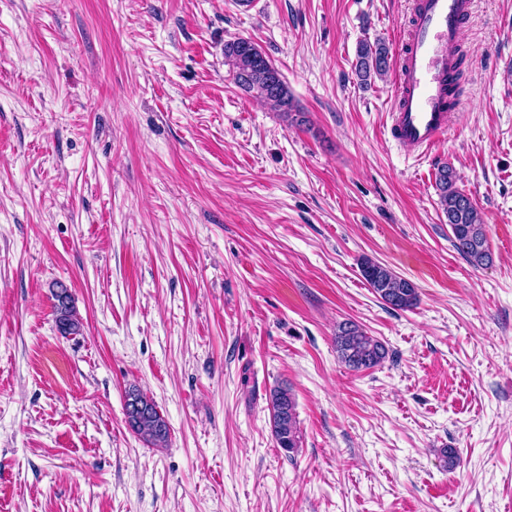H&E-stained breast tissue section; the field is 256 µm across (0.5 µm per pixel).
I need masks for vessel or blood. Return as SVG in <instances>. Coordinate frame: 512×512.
I'll list each match as a JSON object with an SVG mask.
<instances>
[{
    "instance_id": "b4317fda",
    "label": "vessel or blood",
    "mask_w": 512,
    "mask_h": 512,
    "mask_svg": "<svg viewBox=\"0 0 512 512\" xmlns=\"http://www.w3.org/2000/svg\"><path fill=\"white\" fill-rule=\"evenodd\" d=\"M472 0H417L408 40L396 54L390 135L423 155L447 134L458 110L449 90Z\"/></svg>"
}]
</instances>
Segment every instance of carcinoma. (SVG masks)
Segmentation results:
<instances>
[{
  "instance_id": "1",
  "label": "carcinoma",
  "mask_w": 512,
  "mask_h": 512,
  "mask_svg": "<svg viewBox=\"0 0 512 512\" xmlns=\"http://www.w3.org/2000/svg\"><path fill=\"white\" fill-rule=\"evenodd\" d=\"M224 59L232 67L234 83L241 90L260 98L288 124L300 126L307 123L305 113L294 103L284 76L255 42L239 37L224 43ZM390 71V50L384 42L363 40L358 44L355 74L361 85L370 84L374 78L382 79ZM436 187L440 205L448 219L454 249L474 266L489 264L492 257L485 224L475 203L457 186L452 168L443 165L437 169ZM360 272L372 291L389 307L398 310L417 307V288L387 266L365 257L360 262ZM53 296L57 331L63 336L78 334L81 322L68 288L57 286ZM336 349L341 361L355 371L375 367L388 355L380 342L351 322L340 326L336 334ZM124 409L126 424L134 434L153 447L167 445L169 425L151 397L132 387L125 393ZM268 410L277 447L286 457H293L301 447V432L296 402L291 393L282 388L271 390Z\"/></svg>"
}]
</instances>
